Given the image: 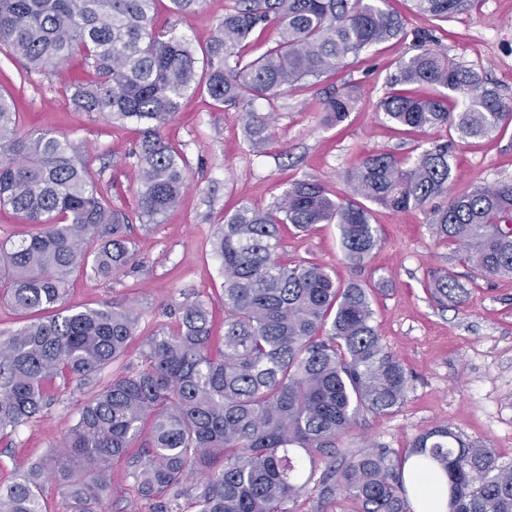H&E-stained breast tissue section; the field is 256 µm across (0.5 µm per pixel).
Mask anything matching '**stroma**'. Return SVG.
Instances as JSON below:
<instances>
[{
	"label": "stroma",
	"instance_id": "obj_1",
	"mask_svg": "<svg viewBox=\"0 0 512 512\" xmlns=\"http://www.w3.org/2000/svg\"><path fill=\"white\" fill-rule=\"evenodd\" d=\"M388 8L400 14L404 37L348 57L335 74L282 95L272 108L274 133L263 153L250 148L236 112L224 110L204 91L187 93L163 130L189 173L177 206L161 223L131 224L134 267L108 278L86 269L70 282L67 305L117 303L140 317L124 357L102 372V380L142 370L145 338L175 330L180 305L196 299L208 304L213 343L221 345L224 277L212 241L227 212L241 204L270 208L298 179L317 180L341 195L347 172L361 157L376 151L407 154L450 138L442 129L397 131L376 108L399 63L415 54L419 37H429L431 47L474 69L512 100V0H466L444 22L416 12L412 0H389ZM223 16L224 0H202L187 15L174 13L170 0H158L155 27L188 36L202 55ZM20 70L0 52V88L12 93L22 129L67 136L80 147L112 206L135 212L138 184L132 163L142 139L139 125L75 110L65 90L87 76L80 57L32 74L23 84L15 80ZM348 85L357 88L355 109L340 124L325 123L322 101ZM451 164L459 189L512 180V125L491 139L455 141ZM371 222L380 247L360 268L344 260L337 225L317 224L305 232L288 225L280 235L283 260L323 265L337 285L355 281L367 289L379 338L410 378L400 408L387 414L361 412L338 448L351 455L379 445L402 455L418 434L447 425L512 461V278L472 275L457 246L440 240L421 211L378 207ZM440 269L455 272L468 289L462 307H441L431 299L427 285ZM49 393L50 402L37 419L0 440V487L57 451L77 417L78 400L90 390L58 378Z\"/></svg>",
	"mask_w": 512,
	"mask_h": 512
}]
</instances>
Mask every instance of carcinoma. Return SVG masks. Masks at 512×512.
I'll return each mask as SVG.
<instances>
[{
  "label": "carcinoma",
  "mask_w": 512,
  "mask_h": 512,
  "mask_svg": "<svg viewBox=\"0 0 512 512\" xmlns=\"http://www.w3.org/2000/svg\"><path fill=\"white\" fill-rule=\"evenodd\" d=\"M155 0H0V48L22 75L75 54L91 71L69 87L79 112L143 126L134 164L136 216L157 224L187 185L184 160L162 131L187 92L199 86L237 112L252 149L272 137L273 113L258 112L287 89L334 72L349 56L405 35L387 0H231L210 41L204 80L192 41L156 31ZM439 19L461 0H412ZM271 28L273 45L249 62L242 44ZM430 85L432 95L393 90L377 103L401 131L449 128L461 139H490L512 122V103L472 69L432 48L402 61L391 86ZM356 104L346 87L322 102L327 122H344ZM451 148L435 141L399 158L373 153L347 175L336 199L315 180L294 182L268 209L240 205L224 215L214 248L224 275L223 349L211 350L203 300L180 308L177 329L145 340L146 367L97 386L80 405L57 464H32L0 488V512H45L40 486L50 476L69 512H98L112 490V464L147 512H182L194 490L197 512H291L308 490L316 461L322 498L342 496L355 512H410L403 462L448 478L449 512H512V462L487 444L464 441L447 425L428 429L403 457L371 448L336 459V441L362 410L400 406L409 376L386 351L369 294L344 288L315 263L278 260L280 227L338 226L343 257L366 263L379 246L368 204L427 211L439 238L463 248V263L484 278L512 277V181L455 192ZM445 197V205L435 200ZM0 205L36 227L18 244L0 241V286L28 322L0 337V437L36 419L46 385L58 377L89 381L117 361L135 335L138 313L123 306H63L71 276L86 267L103 277L137 257L132 220L115 210L66 137L24 133L11 97L0 92ZM430 294L459 306L458 275L435 274ZM144 446L130 452L133 443Z\"/></svg>",
  "instance_id": "1"
}]
</instances>
